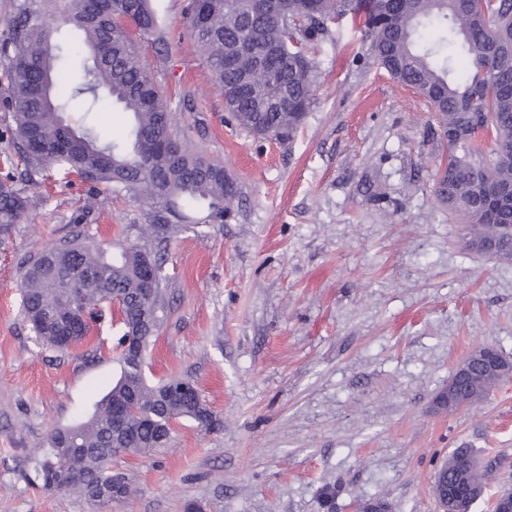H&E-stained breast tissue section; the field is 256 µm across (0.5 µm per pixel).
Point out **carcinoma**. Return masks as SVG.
Returning <instances> with one entry per match:
<instances>
[{
    "instance_id": "1",
    "label": "carcinoma",
    "mask_w": 512,
    "mask_h": 512,
    "mask_svg": "<svg viewBox=\"0 0 512 512\" xmlns=\"http://www.w3.org/2000/svg\"><path fill=\"white\" fill-rule=\"evenodd\" d=\"M51 0H16L14 20L0 41L9 65L6 104L13 113L12 138L27 170L51 167L93 185L134 190L160 206L139 242L112 250L93 241H70L39 253L26 265L21 306L36 340L58 351L60 318L89 321L98 307L122 303L117 330L146 344L142 324L162 321L160 288H145L147 265L162 280L159 246L203 212L199 224H222L240 196L224 166L187 151L177 139L163 98L147 82L127 29L159 34L150 0H99L89 19L79 18L81 49L91 61L74 80L73 94L92 95L90 106L109 99L129 114L126 134L99 140L90 127H74L63 116L56 87L66 83L52 42ZM364 18L373 59L390 77L416 89L440 118L454 155L439 174L435 193L448 212L475 237L512 248V209L485 198L512 187V0H276L257 12L252 0H190L187 20L224 106L241 127L262 138L291 137L313 102L316 66L311 48L334 38L332 24ZM490 127L495 159L482 163L474 141ZM27 211L18 190L0 183V231L8 232ZM123 374L92 414L54 430L32 457L39 488H74L97 506L124 497L128 484L104 459L143 453L164 444L161 431L180 419L212 429L220 425L200 394H179V379L148 383L143 364ZM128 406L114 421V409ZM484 486L480 470L444 463L435 482L461 479Z\"/></svg>"
}]
</instances>
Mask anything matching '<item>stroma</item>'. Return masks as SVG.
Returning <instances> with one entry per match:
<instances>
[{
  "label": "stroma",
  "mask_w": 512,
  "mask_h": 512,
  "mask_svg": "<svg viewBox=\"0 0 512 512\" xmlns=\"http://www.w3.org/2000/svg\"><path fill=\"white\" fill-rule=\"evenodd\" d=\"M163 41L134 36L184 146L221 163L241 194L224 224L178 226L165 254L151 382L189 377L220 420H189L112 469L129 493L109 510L33 487L32 454L82 420L120 375L114 310L84 346L38 343L20 279L73 238L137 240L157 204L74 175L26 176L0 103V181L28 201L0 233V512H437L433 484L475 449L491 512L512 489V377L477 407L435 408L457 363L491 345L512 359V258L465 247L435 193L448 142L414 89L373 64L357 24L315 47L316 100L300 129L265 139L229 123L190 37L184 0H155Z\"/></svg>",
  "instance_id": "stroma-1"
}]
</instances>
